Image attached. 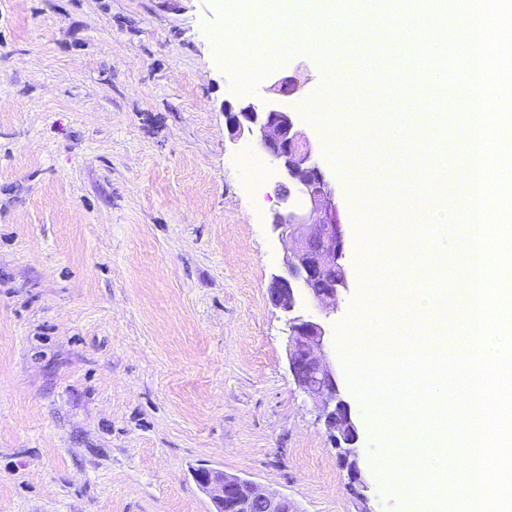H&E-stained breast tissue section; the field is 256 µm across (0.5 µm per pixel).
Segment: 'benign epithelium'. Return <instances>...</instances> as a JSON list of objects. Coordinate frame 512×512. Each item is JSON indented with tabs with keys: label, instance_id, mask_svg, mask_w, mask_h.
<instances>
[{
	"label": "benign epithelium",
	"instance_id": "7a95c632",
	"mask_svg": "<svg viewBox=\"0 0 512 512\" xmlns=\"http://www.w3.org/2000/svg\"><path fill=\"white\" fill-rule=\"evenodd\" d=\"M300 84L286 75L272 77L273 99L238 98L224 104L231 134L247 137L266 150L278 170L275 191L285 204L272 225L278 236L291 242L285 274L274 277L269 287L272 303L290 313L298 297L322 312L347 287L344 266H336L343 254V228L336 197L326 171L312 160L315 145L299 128L294 113L283 99L299 93ZM326 329L313 315L288 320V366L298 386L319 405L326 428L335 433L349 482L364 484L355 444L359 433L351 408L341 397L336 367L325 353ZM195 479L208 494L216 512H297L285 496L265 494L236 474L203 469Z\"/></svg>",
	"mask_w": 512,
	"mask_h": 512
}]
</instances>
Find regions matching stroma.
<instances>
[{
    "label": "stroma",
    "instance_id": "obj_1",
    "mask_svg": "<svg viewBox=\"0 0 512 512\" xmlns=\"http://www.w3.org/2000/svg\"><path fill=\"white\" fill-rule=\"evenodd\" d=\"M219 0H0V512H214L199 467L298 512H405L373 470L384 426L352 393L338 327L361 296L344 166L299 107L326 81L279 64L346 226L326 352L360 429L367 489L287 359L268 288L288 245L272 164L232 142Z\"/></svg>",
    "mask_w": 512,
    "mask_h": 512
}]
</instances>
